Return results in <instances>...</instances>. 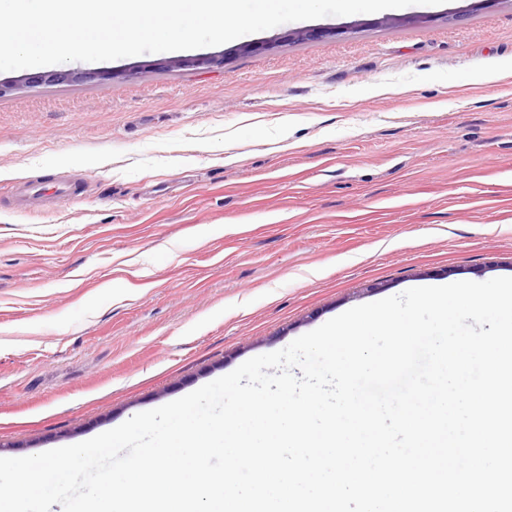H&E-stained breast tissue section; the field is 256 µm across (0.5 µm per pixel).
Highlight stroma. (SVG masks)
I'll list each match as a JSON object with an SVG mask.
<instances>
[{
	"label": "stroma",
	"instance_id": "obj_1",
	"mask_svg": "<svg viewBox=\"0 0 512 512\" xmlns=\"http://www.w3.org/2000/svg\"><path fill=\"white\" fill-rule=\"evenodd\" d=\"M0 73V458L111 430L343 312L512 277V0ZM265 43L262 52L243 44ZM80 194L15 207L23 180ZM383 290H376V283ZM116 73L113 70H92V71H72V70H59L46 75H40L39 80L44 82L65 83L72 82L79 79H98L109 80L115 77Z\"/></svg>",
	"mask_w": 512,
	"mask_h": 512
}]
</instances>
